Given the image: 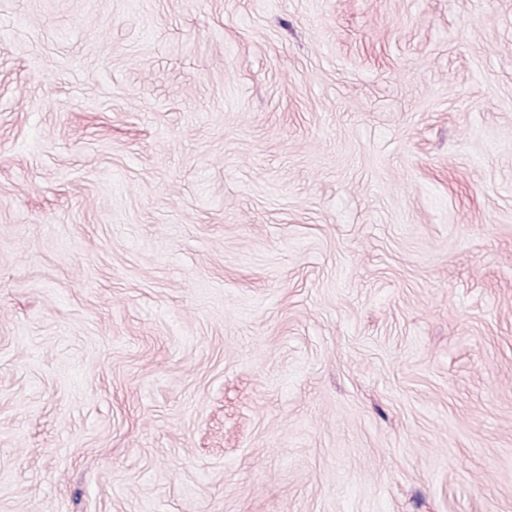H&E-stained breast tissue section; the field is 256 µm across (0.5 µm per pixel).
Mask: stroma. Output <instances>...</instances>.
<instances>
[{"instance_id":"35a3bbf8","label":"stroma","mask_w":512,"mask_h":512,"mask_svg":"<svg viewBox=\"0 0 512 512\" xmlns=\"http://www.w3.org/2000/svg\"><path fill=\"white\" fill-rule=\"evenodd\" d=\"M0 512H512V0H0Z\"/></svg>"}]
</instances>
